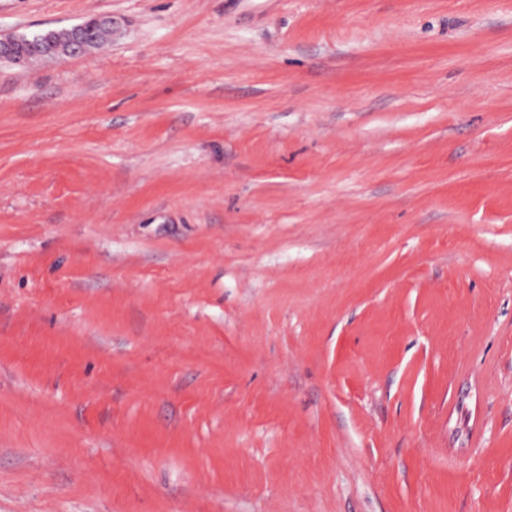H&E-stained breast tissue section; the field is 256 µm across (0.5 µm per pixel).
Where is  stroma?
I'll return each instance as SVG.
<instances>
[{
  "label": "stroma",
  "mask_w": 512,
  "mask_h": 512,
  "mask_svg": "<svg viewBox=\"0 0 512 512\" xmlns=\"http://www.w3.org/2000/svg\"><path fill=\"white\" fill-rule=\"evenodd\" d=\"M0 512H512V0H0ZM106 22L112 25V17L111 16H98L94 17L92 20L83 21L80 24L74 25L72 27L67 28V33L69 36V50L67 55H78V54H86L91 52V50L97 49L107 41L112 39V28L110 27H95V29L90 33L91 42V50L89 48L90 41L88 37V30L94 24ZM94 23V24H93ZM64 28L59 29H50L43 32H37L29 36H21L25 39V42L30 43L32 47H28L29 49V55L28 59L26 61L25 57L18 54L16 51V44L18 42V39L16 36H2L0 35V61H7L13 64H24L30 63L33 61L42 60H51V59H60L61 56H58V53H64L67 48V38L65 36L62 37L61 41L59 42L58 47V53L53 49L52 41L49 40L48 44L50 48L46 50L42 57L36 52L37 46L39 44H42L45 40L44 37L52 30L55 31H61Z\"/></svg>",
  "instance_id": "35a3bbf8"
}]
</instances>
